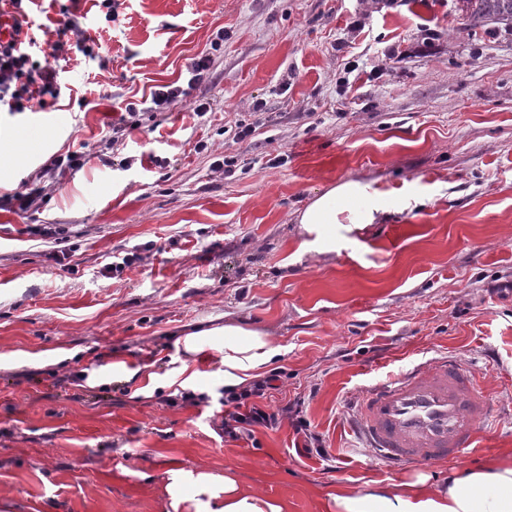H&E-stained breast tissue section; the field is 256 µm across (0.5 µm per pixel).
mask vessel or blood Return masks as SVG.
Segmentation results:
<instances>
[{"label": "vessel or blood", "mask_w": 512, "mask_h": 512, "mask_svg": "<svg viewBox=\"0 0 512 512\" xmlns=\"http://www.w3.org/2000/svg\"><path fill=\"white\" fill-rule=\"evenodd\" d=\"M490 412L479 378L444 357L369 387L354 427L378 459L399 467L465 454Z\"/></svg>", "instance_id": "b4317fda"}]
</instances>
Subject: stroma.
Instances as JSON below:
<instances>
[{"label": "stroma", "mask_w": 512, "mask_h": 512, "mask_svg": "<svg viewBox=\"0 0 512 512\" xmlns=\"http://www.w3.org/2000/svg\"><path fill=\"white\" fill-rule=\"evenodd\" d=\"M26 10L37 41L70 16L82 30L51 61L58 98L0 112V196L80 143L103 149L126 105L138 124L114 163L45 179L37 212L0 209V512H208L221 487L194 478L228 469L287 512H328L339 483L447 473L392 468L351 428L368 387L445 356L494 405L455 463L512 454V23L469 25L456 0H119L110 23L97 0ZM207 52L209 79L153 111V87ZM224 154L233 176L213 167ZM348 179L391 212L335 252L298 254V211ZM227 320L273 336L267 403L298 402L318 447L288 418L225 437L222 368L180 339Z\"/></svg>", "instance_id": "obj_1"}]
</instances>
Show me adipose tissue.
<instances>
[{"mask_svg":"<svg viewBox=\"0 0 512 512\" xmlns=\"http://www.w3.org/2000/svg\"><path fill=\"white\" fill-rule=\"evenodd\" d=\"M386 206L370 184L344 180L316 196L296 222L301 252L330 253L341 229H361L385 214ZM192 358L210 355L224 368L225 386L234 388L260 378L279 347L265 330L239 322L200 329L181 339ZM224 503L213 512H285L283 504L241 489L233 471H225ZM327 497L332 512H512V457L476 467H452L447 477L418 474L398 483L337 484Z\"/></svg>","mask_w":512,"mask_h":512,"instance_id":"adipose-tissue-1","label":"adipose tissue"}]
</instances>
